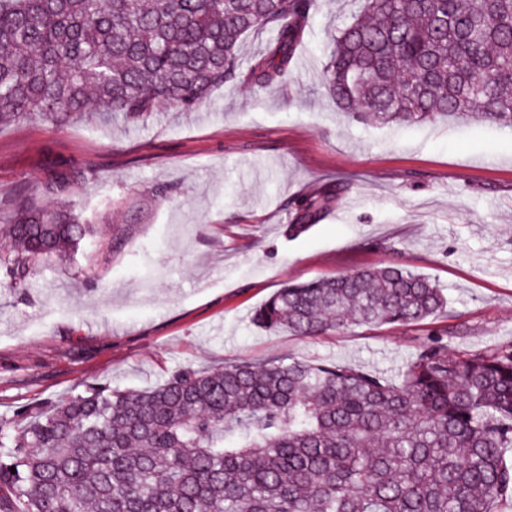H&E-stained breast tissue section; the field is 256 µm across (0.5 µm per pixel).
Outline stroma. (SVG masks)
<instances>
[{"mask_svg":"<svg viewBox=\"0 0 512 512\" xmlns=\"http://www.w3.org/2000/svg\"><path fill=\"white\" fill-rule=\"evenodd\" d=\"M356 9L321 0L273 87L231 81L138 123L0 126V250L18 197L40 201L61 168L91 178L54 207L94 228L24 286L0 271V417L91 383L144 389L233 361H326L396 383L437 330L455 354L512 346V131L338 115L321 60ZM328 183L342 187L332 210L288 235L298 202ZM390 264L434 280L446 313L315 338L251 322L285 285Z\"/></svg>","mask_w":512,"mask_h":512,"instance_id":"obj_1","label":"stroma"}]
</instances>
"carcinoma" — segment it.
I'll use <instances>...</instances> for the list:
<instances>
[{
  "mask_svg": "<svg viewBox=\"0 0 512 512\" xmlns=\"http://www.w3.org/2000/svg\"><path fill=\"white\" fill-rule=\"evenodd\" d=\"M317 2L0 0V123L138 120L162 104L190 111L230 80L277 85ZM359 2L322 64L350 121L512 130V0ZM259 29L272 36L245 64ZM88 180L55 171L41 195ZM338 191L306 199L288 232L321 221ZM91 234L24 198L0 268L21 286ZM446 308L430 279L388 266L284 286L252 322L317 337ZM445 338L433 333L396 384L334 363L239 361L25 408L0 419V512H491L512 498V348L463 356Z\"/></svg>",
  "mask_w": 512,
  "mask_h": 512,
  "instance_id": "carcinoma-1",
  "label": "carcinoma"
}]
</instances>
